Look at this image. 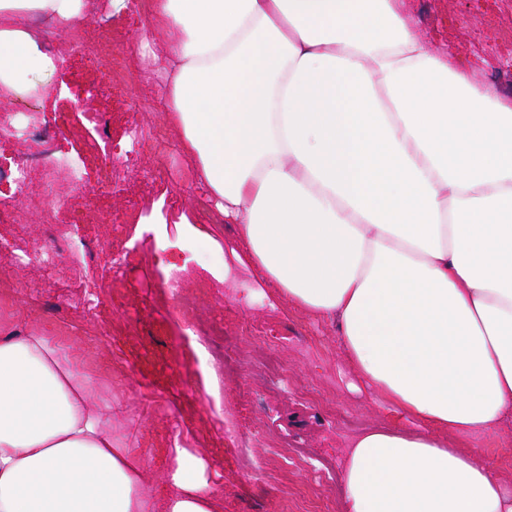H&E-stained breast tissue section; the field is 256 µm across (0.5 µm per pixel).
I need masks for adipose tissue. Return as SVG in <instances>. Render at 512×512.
Returning a JSON list of instances; mask_svg holds the SVG:
<instances>
[{"label": "adipose tissue", "mask_w": 512, "mask_h": 512, "mask_svg": "<svg viewBox=\"0 0 512 512\" xmlns=\"http://www.w3.org/2000/svg\"><path fill=\"white\" fill-rule=\"evenodd\" d=\"M0 0V88L55 62ZM163 107L254 273L336 322L396 426L357 434L342 512H512L461 436L512 428V99L424 40L406 0H152ZM70 346L0 326V512H223L203 456L147 489L111 396Z\"/></svg>", "instance_id": "adipose-tissue-1"}]
</instances>
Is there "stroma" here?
I'll list each match as a JSON object with an SVG mask.
<instances>
[{
    "mask_svg": "<svg viewBox=\"0 0 512 512\" xmlns=\"http://www.w3.org/2000/svg\"><path fill=\"white\" fill-rule=\"evenodd\" d=\"M429 45L462 60L492 92L512 97V52L498 29L512 25V0H409ZM113 23L122 47L96 69L84 49L57 43L62 55L38 106L57 127L50 147L84 163L81 188L64 187L59 219L83 256L57 252L53 265L33 259L49 231L37 211L26 226L0 222V313L19 325L47 326L72 342L103 376V390L124 414L117 434L141 452L154 478L173 446L202 453L209 480L224 492V512H341L339 470L350 441L396 417L357 378L333 323L281 299L237 260L240 245L196 184L192 161L160 110L165 79L148 42L150 16L133 0H98L82 23L95 34ZM105 123L108 136L95 126ZM29 151L0 138V206L20 204L36 180L19 186L9 173ZM110 159L117 174L107 196L96 191ZM209 232L192 252L178 249L183 223ZM236 275L217 282L209 269ZM197 296L200 318L186 319L169 288ZM223 326L232 367L222 372L219 403L206 396L191 333ZM273 359L287 385L256 376V362Z\"/></svg>",
    "mask_w": 512,
    "mask_h": 512,
    "instance_id": "obj_1",
    "label": "stroma"
}]
</instances>
